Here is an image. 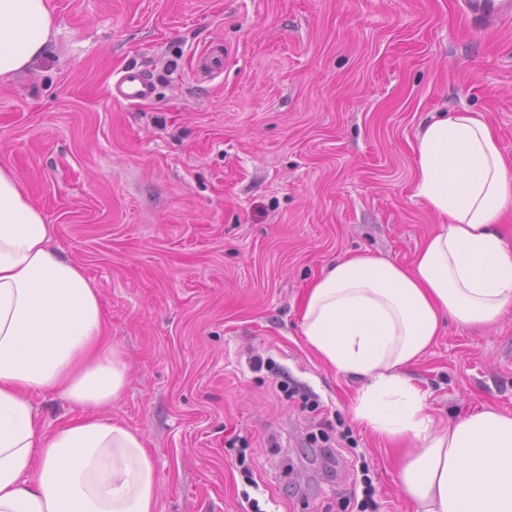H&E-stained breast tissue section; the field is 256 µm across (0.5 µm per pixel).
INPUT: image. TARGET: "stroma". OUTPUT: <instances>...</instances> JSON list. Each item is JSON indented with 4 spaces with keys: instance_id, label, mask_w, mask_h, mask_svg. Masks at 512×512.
Wrapping results in <instances>:
<instances>
[{
    "instance_id": "1",
    "label": "stroma",
    "mask_w": 512,
    "mask_h": 512,
    "mask_svg": "<svg viewBox=\"0 0 512 512\" xmlns=\"http://www.w3.org/2000/svg\"><path fill=\"white\" fill-rule=\"evenodd\" d=\"M48 54L0 81V166L96 285L129 367L110 415L138 431L158 512H358L360 472L327 477L311 420L349 428L380 512H412L398 454L353 419L361 385L301 330L306 289L349 252L410 262L436 217L414 195L418 123L479 112L512 159V17L474 29L457 0H51ZM224 47L213 78L196 53ZM157 90L115 100L124 68ZM272 359L315 393L285 397ZM448 421L512 414V309L446 322L410 370ZM246 442L249 490L224 442ZM250 367L256 371H261L264 368H269L270 370H274L275 374L281 378V380L278 383V387L280 386V389L283 390V392L287 393L288 397L295 398L296 396L299 397L300 400H302V404L311 409L310 412H314L319 404L317 402V399L315 395L308 390L301 389L297 386H290V383L288 384V380L283 375L282 372L279 371V369H273L272 366L269 364V361L264 360L260 356H252L249 358Z\"/></svg>"
}]
</instances>
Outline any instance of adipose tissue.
Listing matches in <instances>:
<instances>
[{"label":"adipose tissue","instance_id":"ef3b65f1","mask_svg":"<svg viewBox=\"0 0 512 512\" xmlns=\"http://www.w3.org/2000/svg\"><path fill=\"white\" fill-rule=\"evenodd\" d=\"M49 0H0V80L52 44ZM414 194L439 219L413 260L352 252L316 277L301 304L305 340L336 373L362 379L355 421L404 445L399 480L414 512H512V415L438 418L409 375L444 319L495 323L512 307V164L476 112H434L417 126ZM41 208L0 168V512H156L142 436L101 410L128 366L103 345L98 289L51 246ZM71 407L45 432L35 399Z\"/></svg>","mask_w":512,"mask_h":512}]
</instances>
